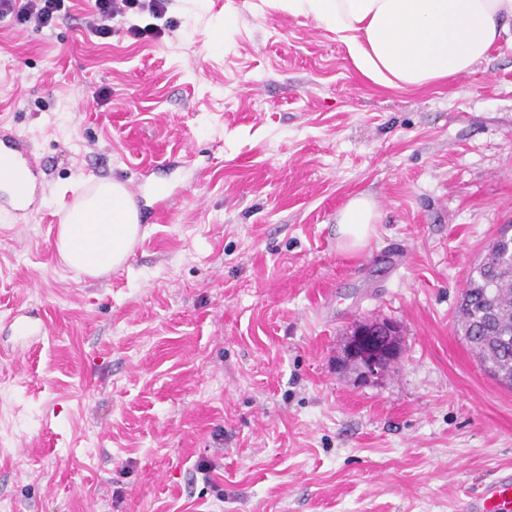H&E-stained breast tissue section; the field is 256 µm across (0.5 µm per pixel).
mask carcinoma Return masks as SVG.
Returning <instances> with one entry per match:
<instances>
[{"instance_id":"carcinoma-1","label":"carcinoma","mask_w":512,"mask_h":512,"mask_svg":"<svg viewBox=\"0 0 512 512\" xmlns=\"http://www.w3.org/2000/svg\"><path fill=\"white\" fill-rule=\"evenodd\" d=\"M512 236L502 231L470 269L457 317L464 339L485 371L512 387V267L503 257Z\"/></svg>"}]
</instances>
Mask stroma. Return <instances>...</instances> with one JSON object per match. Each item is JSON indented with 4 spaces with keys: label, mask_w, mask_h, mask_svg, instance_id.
<instances>
[{
    "label": "stroma",
    "mask_w": 512,
    "mask_h": 512,
    "mask_svg": "<svg viewBox=\"0 0 512 512\" xmlns=\"http://www.w3.org/2000/svg\"><path fill=\"white\" fill-rule=\"evenodd\" d=\"M71 0L0 19V122L41 166L0 207V503L10 512H463L512 468V389L456 312L512 224V41L445 86L355 71L269 0H172L160 38H108ZM162 184L127 262L56 251L73 188ZM378 205L340 250L336 215ZM23 313L42 338L6 324ZM362 319L402 329L375 381L338 368ZM68 0H1L0 16H13L19 24L34 22L39 28H52L67 16ZM378 216L372 198L358 195L350 199L339 212L337 219L340 248L345 252L354 253L366 246L375 233Z\"/></svg>",
    "instance_id": "1"
}]
</instances>
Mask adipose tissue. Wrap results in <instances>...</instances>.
Here are the masks:
<instances>
[{
	"mask_svg": "<svg viewBox=\"0 0 512 512\" xmlns=\"http://www.w3.org/2000/svg\"><path fill=\"white\" fill-rule=\"evenodd\" d=\"M335 34L357 72L386 88L441 85L470 73L512 34V0H270ZM378 220L372 198L350 199L337 219L341 249L366 246ZM139 232L124 184L99 180L81 191L59 226L57 250L92 277L123 265Z\"/></svg>",
	"mask_w": 512,
	"mask_h": 512,
	"instance_id": "1",
	"label": "adipose tissue"
}]
</instances>
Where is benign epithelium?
<instances>
[{"instance_id": "1", "label": "benign epithelium", "mask_w": 512, "mask_h": 512, "mask_svg": "<svg viewBox=\"0 0 512 512\" xmlns=\"http://www.w3.org/2000/svg\"><path fill=\"white\" fill-rule=\"evenodd\" d=\"M400 325L390 320H363L348 332L341 360L362 382L383 375L400 356Z\"/></svg>"}]
</instances>
